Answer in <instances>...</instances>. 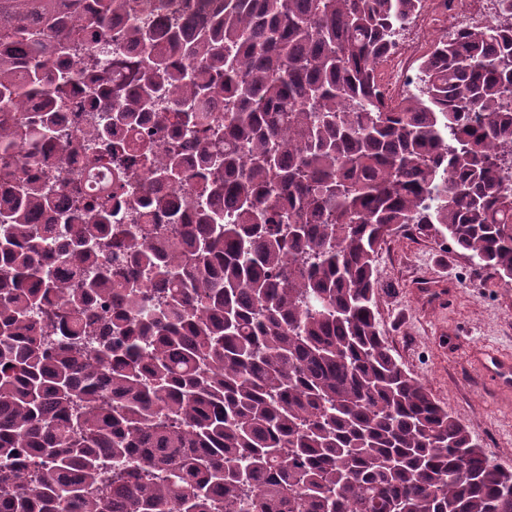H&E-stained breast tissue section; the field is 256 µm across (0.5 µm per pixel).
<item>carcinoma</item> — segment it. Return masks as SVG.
<instances>
[{
  "instance_id": "obj_1",
  "label": "carcinoma",
  "mask_w": 512,
  "mask_h": 512,
  "mask_svg": "<svg viewBox=\"0 0 512 512\" xmlns=\"http://www.w3.org/2000/svg\"><path fill=\"white\" fill-rule=\"evenodd\" d=\"M420 2L138 0L158 25L127 27L133 83L99 75L90 96L130 126L169 99L161 126L199 129L196 155L137 148L158 184L211 172L209 207L163 244L154 218L179 201L128 193L118 166L108 195L76 197L60 281L51 193L26 173L52 118L20 109L48 79L55 111L82 66L72 35L112 42L127 0H0V512H512V472L376 324V250L411 224L512 281V23L440 37L389 111L379 71ZM35 15L58 21L44 41L25 37ZM199 98L224 117L181 109ZM98 136L87 164L119 162ZM120 201L150 208L130 237L112 234ZM114 249L124 267L85 273Z\"/></svg>"
}]
</instances>
